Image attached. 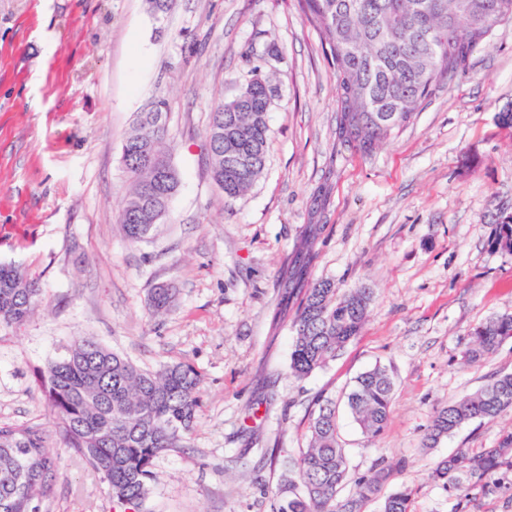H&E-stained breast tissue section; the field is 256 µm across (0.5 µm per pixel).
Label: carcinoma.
I'll return each instance as SVG.
<instances>
[{"label": "carcinoma", "mask_w": 512, "mask_h": 512, "mask_svg": "<svg viewBox=\"0 0 512 512\" xmlns=\"http://www.w3.org/2000/svg\"><path fill=\"white\" fill-rule=\"evenodd\" d=\"M317 28L336 70L337 126L345 142L367 152L402 128L417 105L431 98L485 40L491 16H512V0H299ZM160 23L172 0H146ZM273 88L259 70L229 102L219 105L206 130L211 174L228 199L248 191L265 169L267 114ZM167 103L158 99L137 114L121 144L120 160L130 184L121 199L119 224L131 244L142 242L165 222L178 178L166 131ZM512 252V214L501 217L495 238ZM300 298L292 322L289 373L302 379L325 367L361 332L373 289L354 285L338 293L323 280L290 288ZM175 300L169 288H155L150 315L165 314ZM41 302L40 288L26 270L0 264V327L20 326ZM512 338V313L486 318L471 331L464 357L472 362ZM201 374L190 365L143 370L131 359L84 337L67 354L48 363L40 384L64 446L107 484L112 501L137 509L156 481L154 459L178 447L190 433L199 403ZM394 396L389 372L376 366L358 375L347 405L366 437L378 439ZM308 426V445L286 468L272 495V512H364L381 493L390 466L380 458L344 495L349 463L339 443L336 408L318 396ZM512 409V373L494 376L481 390L437 409L423 447L474 420H492ZM61 456L48 448L38 423L0 425V512H40L53 494ZM512 470V432L479 454L462 449L439 461L432 478L464 492L483 479ZM412 489L389 492L380 512H411Z\"/></svg>", "instance_id": "1"}]
</instances>
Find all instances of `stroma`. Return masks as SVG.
I'll list each match as a JSON object with an SVG mask.
<instances>
[{
  "label": "stroma",
  "mask_w": 512,
  "mask_h": 512,
  "mask_svg": "<svg viewBox=\"0 0 512 512\" xmlns=\"http://www.w3.org/2000/svg\"><path fill=\"white\" fill-rule=\"evenodd\" d=\"M160 25L145 0H0V263L37 279L42 299L0 328V424L40 423L59 448L35 371L91 337L141 368L202 375L194 428L155 458L139 512H271L282 471L261 451L298 456L321 393L336 402L351 477L382 457L388 488L412 489V512H512L511 472L465 497L430 477L460 449L493 447L512 410L423 445L437 408L512 372V339L464 357L472 327L512 312V253L492 244L512 213V127L499 119L512 108V20L367 154L336 134V74L298 0H174ZM256 66L275 89L266 167L228 200L205 131ZM159 98L179 187L165 223L132 246L117 222L119 150ZM304 251L308 283H363L374 297L360 336L298 380L296 308L280 297ZM162 283L176 301L157 322L146 300ZM377 365L395 393L371 442L345 394ZM61 457L40 512H121L100 476Z\"/></svg>",
  "instance_id": "stroma-1"
}]
</instances>
